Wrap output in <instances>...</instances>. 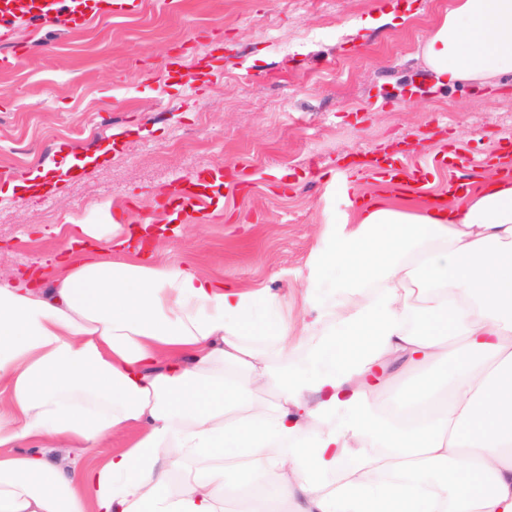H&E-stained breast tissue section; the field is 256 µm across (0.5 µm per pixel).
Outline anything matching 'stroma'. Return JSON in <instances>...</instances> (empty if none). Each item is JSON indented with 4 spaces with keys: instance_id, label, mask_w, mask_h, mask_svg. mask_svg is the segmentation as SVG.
Wrapping results in <instances>:
<instances>
[{
    "instance_id": "obj_1",
    "label": "stroma",
    "mask_w": 512,
    "mask_h": 512,
    "mask_svg": "<svg viewBox=\"0 0 512 512\" xmlns=\"http://www.w3.org/2000/svg\"><path fill=\"white\" fill-rule=\"evenodd\" d=\"M448 0H144L80 30L28 27L0 40V174L25 180L111 143L108 158L43 194H0V270L62 264L59 225L146 217L189 174L231 166L247 190L201 228L156 238L152 259L191 264L287 301L301 323L305 279L328 234L352 223L369 176L342 156L405 142L433 161L457 146L478 161L512 142V74L496 87L440 86L419 45ZM44 39L45 50L16 55ZM180 54L210 70L189 89L167 80Z\"/></svg>"
}]
</instances>
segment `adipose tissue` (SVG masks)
Wrapping results in <instances>:
<instances>
[{
  "instance_id": "1",
  "label": "adipose tissue",
  "mask_w": 512,
  "mask_h": 512,
  "mask_svg": "<svg viewBox=\"0 0 512 512\" xmlns=\"http://www.w3.org/2000/svg\"><path fill=\"white\" fill-rule=\"evenodd\" d=\"M421 55L448 85L512 73V0H450ZM55 234L42 287L0 283V512H224L220 455L286 512H512V182L362 200L309 268L294 349L275 296L147 260L117 222ZM123 430L101 459L47 454Z\"/></svg>"
}]
</instances>
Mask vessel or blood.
Here are the masks:
<instances>
[{
    "mask_svg": "<svg viewBox=\"0 0 512 512\" xmlns=\"http://www.w3.org/2000/svg\"><path fill=\"white\" fill-rule=\"evenodd\" d=\"M141 0H0V35L15 27L39 22L55 27L59 17H67L76 28L112 15L137 12ZM358 168L371 172L379 184L400 193L410 192L427 179V168L397 150H382L358 160ZM228 173L223 168H203L199 174L186 177L176 193L165 194L161 210L184 224L194 214L207 209L213 197L212 188L224 184Z\"/></svg>",
    "mask_w": 512,
    "mask_h": 512,
    "instance_id": "vessel-or-blood-1",
    "label": "vessel or blood"
}]
</instances>
